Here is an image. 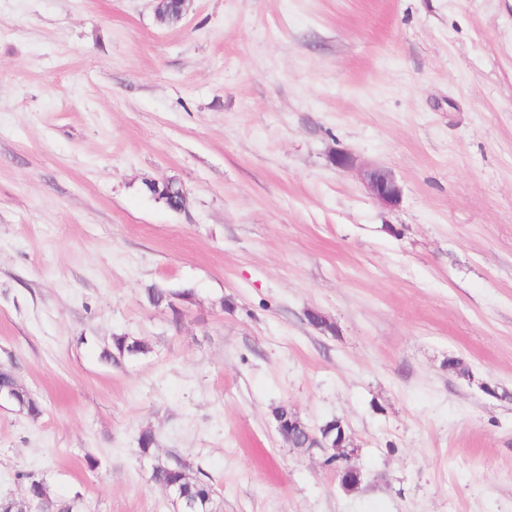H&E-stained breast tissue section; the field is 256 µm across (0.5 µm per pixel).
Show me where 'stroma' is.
Returning <instances> with one entry per match:
<instances>
[{"mask_svg": "<svg viewBox=\"0 0 512 512\" xmlns=\"http://www.w3.org/2000/svg\"><path fill=\"white\" fill-rule=\"evenodd\" d=\"M0 365L43 405L0 406V498L172 512L181 461L217 512H512V0H0ZM358 172L360 179L374 200L387 206L398 204L402 196V189L389 170L366 165L361 167ZM115 350L120 356L131 358L144 355L149 351L147 344L135 337L128 335H117L112 338V345L109 349H103L100 359L106 363L112 362V351ZM274 419L277 431L287 444L289 442L292 448H298L304 452H310L318 448L325 453H330V456H333L336 460L347 463V465L340 470L341 483L342 485L344 482L351 483L352 486L350 488L343 487L350 490L359 485L361 475L359 471L350 464L352 457L357 452V448L351 443L350 437L346 434V430L341 421L334 420L335 424L336 422L338 423L340 429V433L337 436L335 435V437L332 438L329 432L323 431L320 438L317 435L318 430L307 426L296 413L288 414L285 417L274 415ZM302 433L307 434L309 439L311 438L315 441L312 448H306L309 440L304 444H301L300 440H298V436ZM23 486L20 498L0 499V512H83L78 495L68 500L54 496L43 477L29 473L18 474Z\"/></svg>", "mask_w": 512, "mask_h": 512, "instance_id": "obj_1", "label": "stroma"}]
</instances>
